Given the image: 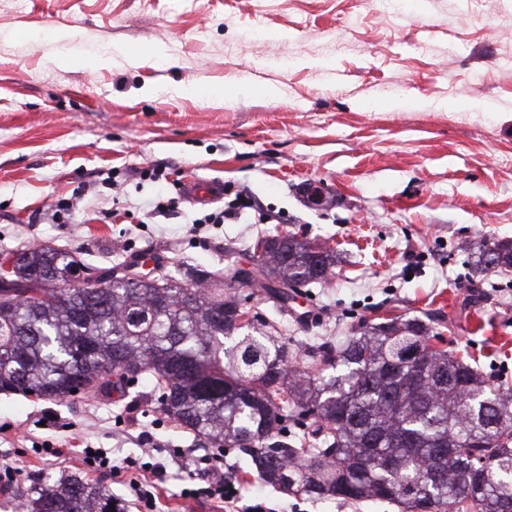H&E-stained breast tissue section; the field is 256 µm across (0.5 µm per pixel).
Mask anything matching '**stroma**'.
Returning <instances> with one entry per match:
<instances>
[{
  "label": "stroma",
  "mask_w": 512,
  "mask_h": 512,
  "mask_svg": "<svg viewBox=\"0 0 512 512\" xmlns=\"http://www.w3.org/2000/svg\"><path fill=\"white\" fill-rule=\"evenodd\" d=\"M253 25L262 37L242 43ZM103 42L162 45L169 59L56 63ZM237 82L280 95L173 92ZM395 97L428 106L384 109ZM193 177L223 181V197L189 199L180 186ZM311 183L324 206L308 202ZM239 193L255 208L232 211ZM219 211L223 223H203ZM288 232L335 249L330 284L303 288L284 316L262 288L235 292L257 319L281 321L291 348L417 317L512 390V268L472 276L464 249L512 241V0H409L395 14L384 0H0V252L51 245L94 268L138 253L212 271L252 266L259 238ZM151 388L64 402L0 393V468L17 473L0 482V512H25L16 484L73 473L138 512L142 431L167 467L153 512H224L181 497L210 477L176 456L198 442L149 404ZM86 448L104 449L108 467H88ZM224 474L267 512H399L283 493L240 452Z\"/></svg>",
  "instance_id": "obj_1"
}]
</instances>
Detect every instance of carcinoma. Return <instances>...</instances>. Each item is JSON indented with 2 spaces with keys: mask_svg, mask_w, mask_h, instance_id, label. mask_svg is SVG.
<instances>
[{
  "mask_svg": "<svg viewBox=\"0 0 512 512\" xmlns=\"http://www.w3.org/2000/svg\"><path fill=\"white\" fill-rule=\"evenodd\" d=\"M0 275V392L70 400L155 380L153 404L194 435L237 448L249 468L290 493L386 502L411 512H512V396L437 348L432 328L397 317L340 345L313 343L304 369L281 336L243 332L231 284L241 270L187 267L73 288L83 265L51 246L7 252ZM512 268V243L476 246L473 268ZM336 254L293 234L264 240L248 282L282 312L295 287L323 284ZM421 353L455 382L413 378L400 365ZM468 449L462 456L458 449ZM27 512H119L105 486L72 474L56 486L17 487Z\"/></svg>",
  "mask_w": 512,
  "mask_h": 512,
  "instance_id": "cac0c4a2",
  "label": "carcinoma"
}]
</instances>
